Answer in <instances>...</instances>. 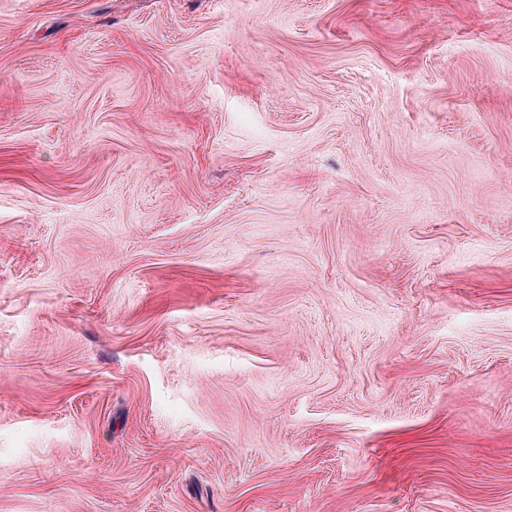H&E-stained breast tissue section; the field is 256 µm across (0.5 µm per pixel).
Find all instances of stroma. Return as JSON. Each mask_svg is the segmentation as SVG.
I'll return each mask as SVG.
<instances>
[{
  "label": "stroma",
  "mask_w": 512,
  "mask_h": 512,
  "mask_svg": "<svg viewBox=\"0 0 512 512\" xmlns=\"http://www.w3.org/2000/svg\"><path fill=\"white\" fill-rule=\"evenodd\" d=\"M0 512H512V0H0Z\"/></svg>",
  "instance_id": "stroma-1"
}]
</instances>
